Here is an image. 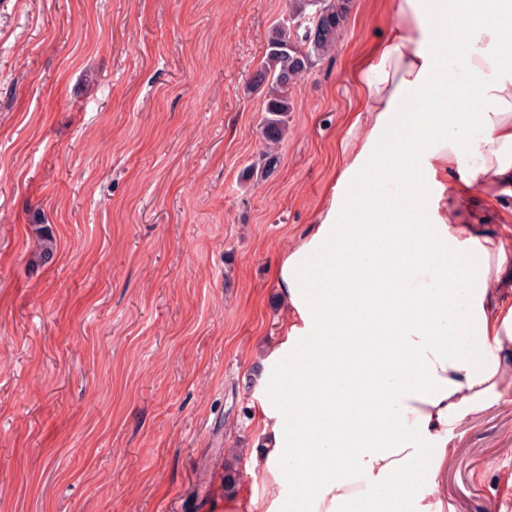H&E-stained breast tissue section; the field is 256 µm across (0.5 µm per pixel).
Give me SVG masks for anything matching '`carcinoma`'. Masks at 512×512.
<instances>
[{
	"label": "carcinoma",
	"instance_id": "obj_1",
	"mask_svg": "<svg viewBox=\"0 0 512 512\" xmlns=\"http://www.w3.org/2000/svg\"><path fill=\"white\" fill-rule=\"evenodd\" d=\"M352 0H290L289 17L307 18L316 23L312 34L299 35L275 26L267 39L266 60L255 75V85L266 88V117L261 129L265 148L250 166V175L266 177L279 163L275 151L285 132V116L291 111L288 94L299 77L310 71L335 49ZM293 41L284 49L281 44ZM37 248L33 262L44 265L56 252V239L47 224H34Z\"/></svg>",
	"mask_w": 512,
	"mask_h": 512
}]
</instances>
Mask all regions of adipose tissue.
<instances>
[{
  "label": "adipose tissue",
  "mask_w": 512,
  "mask_h": 512,
  "mask_svg": "<svg viewBox=\"0 0 512 512\" xmlns=\"http://www.w3.org/2000/svg\"><path fill=\"white\" fill-rule=\"evenodd\" d=\"M463 11L450 48L435 41L446 0H398V22L357 63L365 132L342 141L314 233L276 271L288 314L258 376L253 486L206 512H445L454 425L512 403V235L459 221L474 186L512 210V0ZM452 66L480 91L463 114ZM387 175L412 206L379 202ZM303 342L316 365L290 364ZM300 461L315 488L292 482Z\"/></svg>",
  "instance_id": "1"
}]
</instances>
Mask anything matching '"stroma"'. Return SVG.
<instances>
[{"mask_svg":"<svg viewBox=\"0 0 512 512\" xmlns=\"http://www.w3.org/2000/svg\"><path fill=\"white\" fill-rule=\"evenodd\" d=\"M288 0H0V512H200L252 482L281 258L336 182L394 24L353 0L255 182ZM57 250L31 266L34 221ZM448 512H512V404L455 431Z\"/></svg>","mask_w":512,"mask_h":512,"instance_id":"obj_1","label":"stroma"}]
</instances>
